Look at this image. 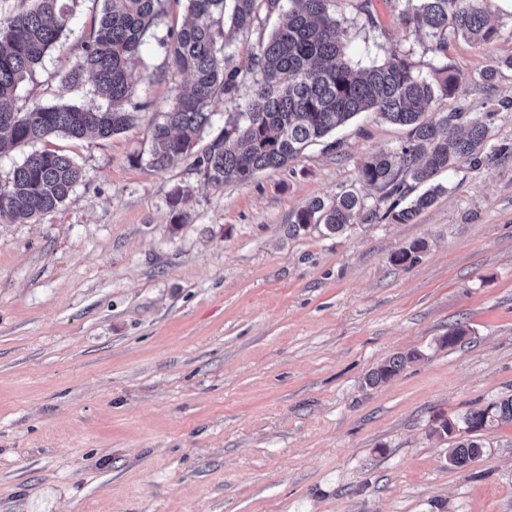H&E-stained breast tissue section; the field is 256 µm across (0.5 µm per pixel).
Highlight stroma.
I'll use <instances>...</instances> for the list:
<instances>
[{"label": "stroma", "instance_id": "35a3bbf8", "mask_svg": "<svg viewBox=\"0 0 512 512\" xmlns=\"http://www.w3.org/2000/svg\"><path fill=\"white\" fill-rule=\"evenodd\" d=\"M89 7L78 0L67 46L19 86V107L56 102ZM484 7L497 40L452 34L443 55L399 23L397 0L333 12L352 59L396 52L427 77L450 65L459 92L430 118L489 126L483 155L436 175L445 194L400 224L358 176L408 137L375 112L246 182L143 163L187 82L157 40L181 19L170 6L134 65L135 126L49 138L84 182L37 222L0 220V512H512V421L481 432L463 469L430 433L512 396V0ZM345 191L376 220L294 231L309 201ZM459 324L467 336L440 346ZM408 352L399 375L364 386ZM415 358L416 355L414 354H396L389 357L366 375L364 385L366 387H376L390 380L398 375L405 368L407 363L413 361Z\"/></svg>", "mask_w": 512, "mask_h": 512}]
</instances>
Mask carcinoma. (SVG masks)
<instances>
[{
    "instance_id": "1",
    "label": "carcinoma",
    "mask_w": 512,
    "mask_h": 512,
    "mask_svg": "<svg viewBox=\"0 0 512 512\" xmlns=\"http://www.w3.org/2000/svg\"><path fill=\"white\" fill-rule=\"evenodd\" d=\"M27 1L30 6L0 19V155L53 135L109 138L129 130L145 107L138 101L132 65L144 37L171 1L183 5V21L159 41L174 72L189 77V88L174 97L152 126L147 163L158 171L176 160H189L207 183L248 181L261 170L287 166L309 144L358 113L374 111L410 127L409 137L397 149L366 157L359 180L393 200L388 213L408 224L445 188L432 185L400 210L398 199L437 172L476 158L487 143L488 125L479 117L453 112L438 121L426 118L432 101L459 89L448 65L427 78L414 73L396 52L381 63L352 62L343 31L330 13L340 0H89L90 29L72 46L75 61L60 79L59 96L89 78L101 103H55L23 111L17 106V89L71 31L76 2L21 0ZM399 2L400 23L427 31L440 53L448 49L450 30L482 44L499 36L483 0ZM273 14L278 26L248 48L246 68H241L230 50L231 37L249 40L256 22ZM243 71L253 78L251 100L220 131L204 138L213 128L211 104L238 96ZM83 181V169L69 155L34 150L0 181V219L33 222L62 206ZM365 208V199L354 191L328 202L314 199L295 213L293 227L322 225L338 234ZM414 359V354L389 357L366 375L364 385L390 380ZM498 420H512V397L466 414L463 423L471 437L449 449L454 466L464 467L483 454V444L473 434Z\"/></svg>"
}]
</instances>
